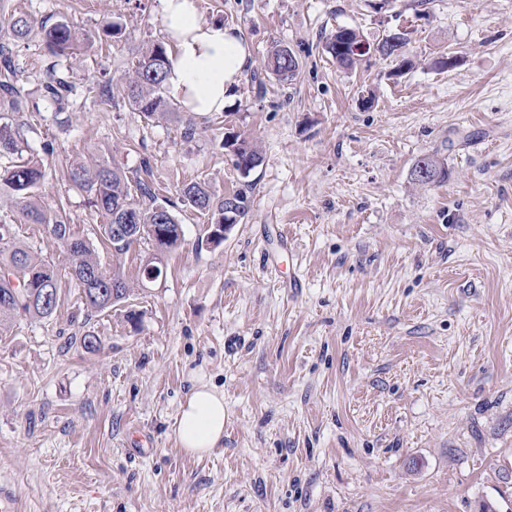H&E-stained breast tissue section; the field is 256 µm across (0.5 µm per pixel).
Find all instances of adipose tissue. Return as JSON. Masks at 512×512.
Returning a JSON list of instances; mask_svg holds the SVG:
<instances>
[{"instance_id": "1", "label": "adipose tissue", "mask_w": 512, "mask_h": 512, "mask_svg": "<svg viewBox=\"0 0 512 512\" xmlns=\"http://www.w3.org/2000/svg\"><path fill=\"white\" fill-rule=\"evenodd\" d=\"M166 36L175 48L169 57L166 84L185 110L220 112L251 56L246 39L220 22H204L197 0H161ZM178 444L204 455L224 437V396L207 384L197 385L175 423Z\"/></svg>"}]
</instances>
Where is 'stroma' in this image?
Here are the masks:
<instances>
[{"mask_svg": "<svg viewBox=\"0 0 512 512\" xmlns=\"http://www.w3.org/2000/svg\"><path fill=\"white\" fill-rule=\"evenodd\" d=\"M198 9L237 29L251 60L224 111L147 120L98 90L164 40L159 0H0V45L20 70L5 116L45 167L43 204L97 240L101 218L63 167L132 177L146 159L184 231L148 284L149 244L121 259L99 248L132 291L91 312L64 247L0 201V222L59 273L56 316L0 330V484L25 512H512V0ZM63 19L90 36L66 59L42 40ZM339 26L370 41L407 32L413 68L372 56L337 69L326 43ZM276 44L299 67L257 87ZM448 52L458 66L436 69ZM51 69L73 86L66 100L45 90ZM240 133L263 151L247 179L222 145ZM433 153L447 182L414 186ZM198 178L251 198L217 246L178 203ZM88 333L100 351L84 349ZM203 382L224 395V440L198 457L174 425Z\"/></svg>", "mask_w": 512, "mask_h": 512, "instance_id": "obj_1", "label": "stroma"}]
</instances>
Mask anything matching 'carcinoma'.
Segmentation results:
<instances>
[{"instance_id": "obj_1", "label": "carcinoma", "mask_w": 512, "mask_h": 512, "mask_svg": "<svg viewBox=\"0 0 512 512\" xmlns=\"http://www.w3.org/2000/svg\"><path fill=\"white\" fill-rule=\"evenodd\" d=\"M47 47L58 56H68L88 41V34L61 21L44 32ZM358 30L342 26L336 29L327 42L336 66L342 70L355 69L369 53L350 54L349 47L358 41ZM407 35L403 32H387L373 43L374 52L399 61L398 72L410 65L405 58ZM168 63L167 48L162 42L153 43L139 51L138 61L121 85L123 94L133 110L148 119L171 115V103L166 94L165 68ZM298 61L292 51L274 46L267 57L265 72L279 82L293 77ZM17 77L15 65L4 59L0 70V86L9 98H14ZM240 143L233 164L238 171L252 172L260 166L262 153L253 141L240 135ZM16 132L4 121L0 123V199L6 198L21 211L23 218L47 230L55 226V237L69 255V275L76 282L88 308L102 312L125 302L131 294V285L116 270L105 273L97 259L96 246L71 231V224L64 207L47 210L37 199L44 178L43 166L35 158H23ZM420 160L431 164L433 184L448 181V164L436 155H425ZM69 180L88 192L91 203L102 219L99 225L102 244L116 257L127 254L131 243L112 238L115 217L130 208L132 223L140 232L136 244L159 242L162 253L178 249L184 242V234L177 217L169 208L168 201L159 199V193L151 180V166L143 159L134 181L115 167L99 164L93 168L73 164L68 169ZM180 203L194 211L209 216L210 224L224 223V199L215 197L204 181H192L183 185L179 192ZM58 278L53 268L33 256L25 245L17 240L12 225L0 224V327L9 326L17 316L51 318L57 314Z\"/></svg>"}]
</instances>
